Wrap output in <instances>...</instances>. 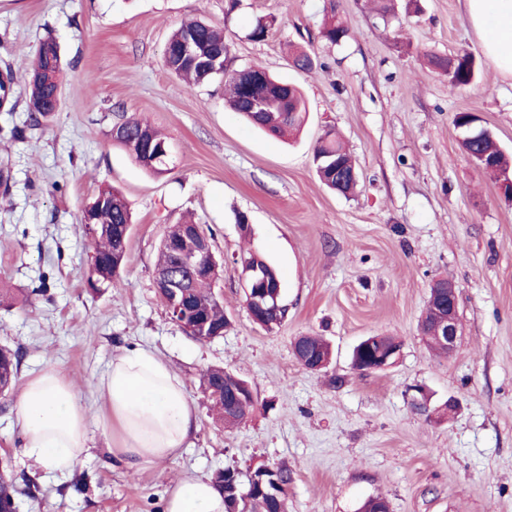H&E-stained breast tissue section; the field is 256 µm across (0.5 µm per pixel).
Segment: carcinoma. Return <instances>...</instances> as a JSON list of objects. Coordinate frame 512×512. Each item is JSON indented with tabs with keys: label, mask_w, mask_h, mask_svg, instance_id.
<instances>
[{
	"label": "carcinoma",
	"mask_w": 512,
	"mask_h": 512,
	"mask_svg": "<svg viewBox=\"0 0 512 512\" xmlns=\"http://www.w3.org/2000/svg\"><path fill=\"white\" fill-rule=\"evenodd\" d=\"M320 37L331 45H339L350 37V29L336 16V0H330V10L322 21ZM192 39L201 49L220 57L218 68L220 77L225 79L230 96L232 109L241 113L249 122L262 131L275 136L284 137L298 130L305 122L306 101L299 88L285 80L271 76L263 67L251 65L248 70H230L229 46L220 30L201 21H190L182 24L170 36L166 52L165 64L174 74L191 80L194 84H203L215 78L199 67L193 66L180 59L178 48L187 39ZM459 61L453 73L448 75V92L453 93L471 85L478 76L475 61L467 53L458 55ZM261 76L265 82L259 87L273 96L280 94L288 98V111L275 110L260 114L250 111L246 99V79L249 76ZM63 86V62L60 47L52 38L43 40L36 53L34 64L27 76L28 97L26 109L28 124L38 126L53 112V102H61ZM455 127L463 140L462 147L466 150L476 149L487 156V166L484 171L501 175L512 168V164L497 147L493 136L488 134L473 142L467 139L473 131L482 130L477 117L468 112H458L453 119ZM125 130L127 136L117 135L113 142L122 147L133 160L141 158L140 146L145 142L160 145L165 142L155 129L148 123L138 119H126L117 124ZM344 164L352 170L355 164L349 151L336 137L331 128H326L320 135L313 150V163L320 181L328 188L336 189L334 169L336 163ZM96 198L104 199L103 204H97L90 210L82 212L80 223L84 224L85 232L94 241L95 247L91 257L86 285L97 289L110 284L119 274L126 259V246L118 245L113 240L115 229L122 224L132 223L130 208L125 197L119 191L104 187L98 190ZM242 275L251 278L254 275H269L272 264L258 251H249L240 257ZM156 268L167 270L180 279H189L190 294L194 299V311L180 318L179 327L189 336L198 341H206L208 337L221 336L229 321L224 313V300L212 292V280L195 278L184 268L178 258L170 251L159 249ZM263 326L270 329L281 324L288 317V305L279 301V308L258 311ZM443 317L439 308L428 309L422 322L425 332L431 334L428 346L438 354L444 353L436 338V323ZM301 347L296 349V357L308 363L316 362L329 356V345L319 336H304L300 340ZM22 363V352L18 348L0 345V389L3 396H8L18 381ZM200 384L215 412L216 420L226 427L239 423L245 409L253 408L247 403L236 413L226 411V400L232 394V388L239 387L229 373L222 367H211L204 371ZM213 482L217 489L224 494L225 512H288V486L292 482V473L286 466H276L269 470L260 466L252 471L243 473L236 469L226 468L216 472ZM280 486L277 497L269 495L274 486ZM250 492L248 498H242V493ZM21 491L9 472V465L0 463V512H18V499Z\"/></svg>",
	"instance_id": "carcinoma-1"
}]
</instances>
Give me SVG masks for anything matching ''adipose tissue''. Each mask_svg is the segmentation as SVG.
I'll return each mask as SVG.
<instances>
[{"instance_id": "adipose-tissue-1", "label": "adipose tissue", "mask_w": 512, "mask_h": 512, "mask_svg": "<svg viewBox=\"0 0 512 512\" xmlns=\"http://www.w3.org/2000/svg\"><path fill=\"white\" fill-rule=\"evenodd\" d=\"M472 27L501 75L512 77V0H463ZM96 389L105 423L116 425L114 460L128 466L176 458L189 447L197 412L183 381L150 350L113 357ZM16 419L26 456L47 472L67 475L87 453L88 415L71 380L52 367L23 382ZM165 512H225L224 497L205 476L175 482Z\"/></svg>"}]
</instances>
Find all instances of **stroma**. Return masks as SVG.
<instances>
[{"mask_svg": "<svg viewBox=\"0 0 512 512\" xmlns=\"http://www.w3.org/2000/svg\"><path fill=\"white\" fill-rule=\"evenodd\" d=\"M331 3L351 29L336 46L319 36ZM407 4L394 0L383 18L371 0H0V63L15 73L18 100L0 110V288L47 284L34 304L0 305V344L21 348L22 374L64 373L89 423L87 457L55 478L23 452L15 397H0V458L22 491L20 512H165L177 480L281 463L293 473L288 512H358L375 496L390 512H512V202L453 125L456 112L475 113L512 154V79L495 71L462 0ZM260 18L270 33L255 42ZM192 19L223 29L230 68L259 64L302 88L308 114L296 142L232 112L223 79L191 86L165 67L171 33ZM48 36L69 65L63 97L29 127L26 70ZM293 47L312 55V71L292 68ZM463 52L480 77L452 93L425 57ZM131 117L167 137L165 173L114 144V124ZM16 126L21 135L6 138ZM328 126L357 163L349 196L315 173ZM105 185L123 192L133 223L118 279L92 291L93 244L78 217ZM187 218L212 230L223 262L217 289L230 325L207 342L169 319L154 287L160 241ZM249 248L281 276L288 318L270 330L244 302L238 259ZM438 278L458 287L462 334L449 357L420 331ZM307 335L331 343L326 369L295 358L294 340ZM368 336L400 342L394 365L353 369L352 350ZM134 347L170 362L198 422L179 457L131 470L112 456L96 383L114 354ZM211 366L253 391L256 406L236 427L216 424L202 394ZM418 385L432 405L456 398V413L415 411Z\"/></svg>", "mask_w": 512, "mask_h": 512, "instance_id": "35a3bbf8", "label": "stroma"}]
</instances>
